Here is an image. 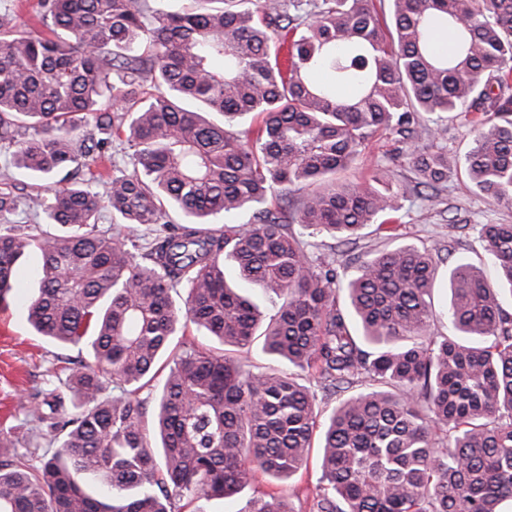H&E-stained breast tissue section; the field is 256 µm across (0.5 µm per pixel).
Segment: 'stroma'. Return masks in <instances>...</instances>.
<instances>
[{
  "instance_id": "35a3bbf8",
  "label": "stroma",
  "mask_w": 512,
  "mask_h": 512,
  "mask_svg": "<svg viewBox=\"0 0 512 512\" xmlns=\"http://www.w3.org/2000/svg\"><path fill=\"white\" fill-rule=\"evenodd\" d=\"M413 146V141L382 131L362 145L359 162L347 172V179L366 182L375 174L385 172L399 179L406 186L407 194L392 232L369 226L354 247H337L338 263L345 267L347 274H355L361 261L394 241L432 249L439 274H446L455 258L462 256L481 266L487 275H494L495 269L484 254L477 227L512 224V207L496 204L476 193L457 171L442 186L437 201H429L428 189L417 185L408 165L407 154ZM10 154V149L0 148V191L13 193L19 200L10 222L30 227L36 216L28 207V199L38 193L39 182L10 170ZM37 266L36 256L23 261L17 289L19 299L9 309L0 311V429L9 428L21 435L28 430L25 408L41 387L44 370L58 359L78 355L77 349L64 348L34 335L26 321L25 303L39 286Z\"/></svg>"
}]
</instances>
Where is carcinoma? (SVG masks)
<instances>
[{"label": "carcinoma", "mask_w": 512, "mask_h": 512, "mask_svg": "<svg viewBox=\"0 0 512 512\" xmlns=\"http://www.w3.org/2000/svg\"><path fill=\"white\" fill-rule=\"evenodd\" d=\"M155 2L39 0L49 37L0 17L11 165L89 172L32 199L55 231L0 223V308L36 253L28 322L88 353L47 370L39 435L0 431V512H179L291 478L316 431L305 501L262 493L240 512H512V224L478 225L497 279L457 259L439 312L425 247L384 248L350 278L307 250L402 208L391 177H339L368 138L435 133L450 112L477 125L469 184L512 204V0H388L387 19L371 0ZM121 137L132 170L109 175ZM408 164L434 191L451 171L433 146ZM103 208L120 221L99 227ZM253 346L270 365L229 355Z\"/></svg>", "instance_id": "1"}]
</instances>
